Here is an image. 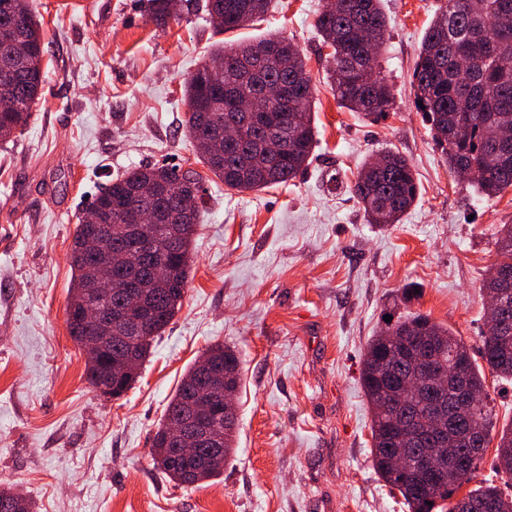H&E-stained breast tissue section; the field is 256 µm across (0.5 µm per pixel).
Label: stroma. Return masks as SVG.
Listing matches in <instances>:
<instances>
[{"label": "stroma", "mask_w": 512, "mask_h": 512, "mask_svg": "<svg viewBox=\"0 0 512 512\" xmlns=\"http://www.w3.org/2000/svg\"><path fill=\"white\" fill-rule=\"evenodd\" d=\"M37 2L41 95L28 126L0 143V485L35 512H408L373 468L366 345L385 316L420 312L477 350L482 280L512 224V190L487 199L450 172L413 104L440 0H383L393 105L376 123L331 91L314 27L325 0H272L264 21L224 34L204 0H178L163 27L139 0ZM271 33L306 58L309 164L261 191H229L204 173L182 306L133 387L103 396L67 324L78 218L131 168L196 167L185 81L216 44ZM388 150L410 161L419 194L383 229L349 186ZM408 286L419 296L404 299ZM216 342L243 367L235 453L218 477L186 487L154 469L151 439L183 374Z\"/></svg>", "instance_id": "1"}]
</instances>
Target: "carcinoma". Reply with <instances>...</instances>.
<instances>
[{"mask_svg": "<svg viewBox=\"0 0 512 512\" xmlns=\"http://www.w3.org/2000/svg\"><path fill=\"white\" fill-rule=\"evenodd\" d=\"M382 0H335V7L321 11L315 27L330 67L327 77L336 93L338 104L377 122L385 118L393 103L387 79L379 71V54L383 48L388 22L382 11ZM271 0H206L204 9L209 22L219 31L240 29L259 21L268 12ZM144 12L158 26L173 16L169 0H146ZM284 41L270 34L255 42L224 45L214 52L222 61L219 70L202 63L184 85L188 107L185 135L192 144L206 138L207 113L202 103L215 98L217 110L224 116L234 114L236 97L224 95L227 86L237 97L252 94L248 81L242 79L244 63L262 58L253 80L285 83L292 91L295 108L281 118L267 103L259 100L257 126L243 141L240 152H197L200 163L230 191L261 190L286 184L307 164L315 143L311 77L305 59L293 44L285 49V58L263 55L264 50ZM44 42L37 20L36 0H0V142H7L24 127L39 98L42 83ZM512 60V0H443L431 20L417 55L413 72L414 105L429 124L432 138L445 156L451 171L471 170L469 182L483 197H497L512 188V151L494 158L502 130H512V65L499 60ZM384 167L376 169L367 163L350 186L351 194L362 207L370 224H397L413 205L419 187L412 165L395 152L381 155ZM139 185L167 190V202L179 206L180 194L193 192L203 203L205 188L202 176L193 169L178 165L146 163L114 178L101 189L90 206L99 223L116 225L123 232L125 220L113 203L122 199L133 203L132 192ZM200 208L183 221L182 237L175 243L158 241L145 261L163 263L171 268L166 279L147 280L140 284L141 297L153 301L157 315L143 334L135 339L123 337L120 329L108 338L109 349L96 368L86 369L88 383L97 388L113 380L112 357L130 354L135 366L151 353L155 339L173 319L182 305L192 259V245L198 226ZM90 225L79 220L70 252L74 279L70 288L68 309H78L81 302L92 301L83 284L90 275L112 280V246L106 245L91 255L85 247ZM496 263L512 267V224L502 225L496 241ZM70 336L79 344L91 333L85 321L68 317ZM405 347L407 356L396 367V381H408L421 373L417 350L430 348L434 363L445 368L463 365L470 387L485 393V373L512 379V339L491 324L481 336L480 366L470 354L462 338L429 316L413 313L372 337L361 363V383L372 411L373 465L390 489L397 490L408 512H512V494L489 480L458 496L462 485L478 478L482 462H477L462 477L444 484L429 482L424 468H445L467 457L468 431L478 423L490 442L493 424L492 408L487 400L470 410L449 398L440 404L446 418L447 433L434 445L409 449L410 468L398 470L392 465L395 445L394 423L408 412L421 429L429 427L431 413L427 394L418 388H402L397 396L399 408L386 405L390 384L386 380L384 360L391 351L390 337ZM206 354L217 367L224 369L229 388L239 390L242 381L241 362L237 353L221 343L208 347ZM184 396V383H179L170 399L163 423L155 432L151 455L155 469L172 481L194 486L218 476L223 468L197 471L185 465L160 458L165 450V428L176 418ZM508 454L502 458V454ZM500 466L512 474V428L502 429L496 447ZM0 512H33L25 499L17 504L13 492L0 488Z\"/></svg>", "mask_w": 512, "mask_h": 512, "instance_id": "cac0c4a2", "label": "carcinoma"}]
</instances>
